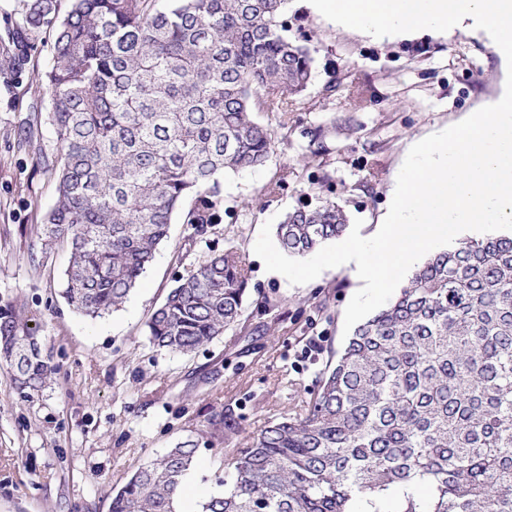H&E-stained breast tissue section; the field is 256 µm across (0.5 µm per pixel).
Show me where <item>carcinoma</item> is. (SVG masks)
<instances>
[{
  "instance_id": "obj_1",
  "label": "carcinoma",
  "mask_w": 512,
  "mask_h": 512,
  "mask_svg": "<svg viewBox=\"0 0 512 512\" xmlns=\"http://www.w3.org/2000/svg\"><path fill=\"white\" fill-rule=\"evenodd\" d=\"M287 4L21 0L0 36V78L48 86L22 132L32 146L40 118L52 128L58 198L42 235L70 246L62 296L76 312L120 309L173 216L206 232L220 179L265 166L284 144L314 62L307 39L285 35ZM45 31L40 73L29 63ZM335 132H303L310 155ZM347 223L336 202L303 205L275 233L304 258ZM247 284L233 243L204 256L151 314L150 342L179 354L211 343L242 320ZM30 322L0 304V369L24 398L55 374ZM220 424L224 492L201 512H512V236L431 254L355 327L299 409L245 436L230 412ZM197 447L178 442L138 468L111 512H179Z\"/></svg>"
}]
</instances>
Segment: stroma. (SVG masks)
I'll return each mask as SVG.
<instances>
[{
    "label": "stroma",
    "mask_w": 512,
    "mask_h": 512,
    "mask_svg": "<svg viewBox=\"0 0 512 512\" xmlns=\"http://www.w3.org/2000/svg\"><path fill=\"white\" fill-rule=\"evenodd\" d=\"M288 27L289 36H308L314 65L287 148L263 168L224 177L220 218L206 234L174 217L137 287L101 318L66 304L70 249L42 240L58 197L44 162L53 137L41 126L39 147L30 149L20 121L46 89L26 82L0 90V301L22 302L36 316L56 367L53 383L28 400L0 370V512H110L135 469L187 438L198 451L185 499L199 504L219 493L224 443L211 419L232 411L251 433L294 407L346 343L344 312L363 285L345 265L302 285L266 271L254 252L263 223L303 202L331 200L362 219L361 236H374L413 143L463 121L494 92L493 49L463 34L376 42L332 24L305 0H289ZM329 122L335 134L308 159L302 129ZM277 179L282 188L263 194ZM230 242L249 268L245 321L192 354L153 347L146 336L153 309L199 258ZM261 293L277 308L257 309ZM272 322L274 336L266 331Z\"/></svg>",
    "instance_id": "stroma-1"
}]
</instances>
